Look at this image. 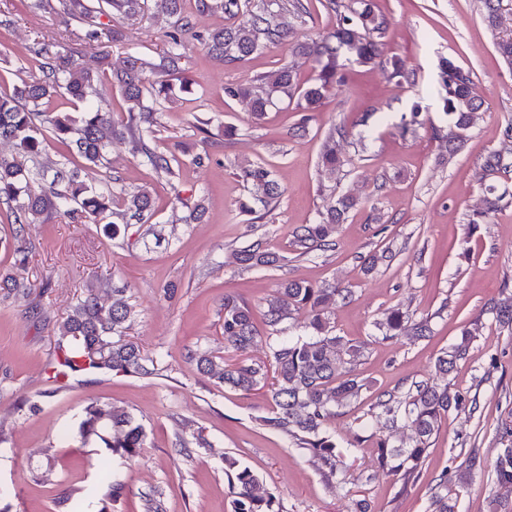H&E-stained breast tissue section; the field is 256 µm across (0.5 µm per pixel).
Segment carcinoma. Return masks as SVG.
Wrapping results in <instances>:
<instances>
[{
	"label": "carcinoma",
	"mask_w": 512,
	"mask_h": 512,
	"mask_svg": "<svg viewBox=\"0 0 512 512\" xmlns=\"http://www.w3.org/2000/svg\"><path fill=\"white\" fill-rule=\"evenodd\" d=\"M187 0H39V5L72 20L79 26L78 40L101 59L109 57L103 41H119L121 30L106 28L101 18L117 19L131 26L158 13L166 17L165 48L154 56L129 55L119 66L94 74L73 54L52 51L53 44L37 41L34 54L40 75L30 82L16 85L9 93H0V141L12 143L16 154L0 156V204H5L19 226L55 217L72 223H105L109 237L118 233V224L104 219L141 221L152 210L149 193H127L119 187V178L110 176L98 188L88 186L73 174L65 191L47 192L29 176L25 161L40 156L44 143L51 137L66 147L59 164L81 159L88 167L103 164L104 151L114 138H126L133 154L153 171L169 179L178 174L180 159L156 145L160 122L158 114L176 100L171 78L185 73L188 42L203 44L208 53L228 64L247 61L268 46L287 45L293 55L306 57L313 63L312 82H298L291 63L257 76L245 89L236 84L224 86V94L247 107L256 119L276 106L280 95L297 97L301 112L292 132L306 133L311 112L320 105L325 94L341 78L340 58L362 65L379 64L391 80L411 82V72L399 60L382 61L379 40L389 29L387 18L375 10L372 0H326V8L338 16L336 28L316 38L298 35L295 28L282 22L285 14L303 20L307 10L303 0H195L198 12H220L229 23L211 32L195 30L193 14L186 10ZM248 12L243 23L236 22L241 11ZM106 80L127 101L133 103L124 119H114L106 110L103 97L92 101L95 84ZM440 79L446 92L444 108L453 115V126L445 135L448 158L463 147L465 133L474 124L481 103L472 92V77L450 58L443 59ZM65 94L73 102L85 105L82 112H49L47 107L57 96ZM347 131L330 129L320 148L322 165L336 170L345 165L341 145ZM512 166V127L506 129L502 146L485 157L480 165V182H490L483 198L482 210L475 213L476 224L507 206L512 192H496L491 184L503 170ZM237 177L249 189L254 205L243 211L257 221L263 218L257 207L268 209L277 204L283 190L266 165L247 161L237 166ZM357 205L356 199L343 196L327 203L313 224L302 226L295 235L300 254L331 248L346 214ZM244 269L275 268L282 257L265 250L259 242L235 254ZM393 251L386 247L369 255L367 268L389 265ZM0 288L16 296H24L32 288L28 279L16 274L0 278ZM124 288L112 289V303L102 304L95 290L89 289L79 298L59 326L58 347L64 358L61 365L69 368L108 369L131 375H151L157 360L127 335L134 312L125 299ZM348 298L344 288L314 286L299 279L280 282L276 295L268 300L266 320L272 332L267 336L271 360L257 361L249 357L250 348L260 338L248 303L232 295L224 297V344L237 354L236 362H218L209 353L196 355L197 369L230 388L250 392L268 388L271 410L261 419L269 430L284 435L310 452L319 463L328 487L336 489L334 480L347 471L345 454L338 450L335 435L328 422L341 411L356 406L370 389V382L358 370L362 345L334 333L331 316L338 299ZM305 311L308 320L299 336H277V326L294 314ZM496 320L512 326V296L492 307ZM387 338L429 337L428 322H413L401 307L389 309L379 322ZM475 338L468 326L460 339L440 355L436 372L449 374L457 361L466 357ZM460 399L448 391V385L421 383L415 390L398 396L375 397L372 408L394 426L402 420L411 429L407 442L391 443L389 437L378 442L381 468L402 481L403 486L417 480L431 439L437 434L442 419L459 408ZM77 438L86 445L100 442L111 453L126 462L139 458L146 448L144 426L126 411L107 409L96 402L86 404ZM224 473L235 498L232 512H282L279 498L264 485L249 467L234 458L224 457ZM496 481L512 485V448L505 450L496 468Z\"/></svg>",
	"instance_id": "carcinoma-1"
}]
</instances>
